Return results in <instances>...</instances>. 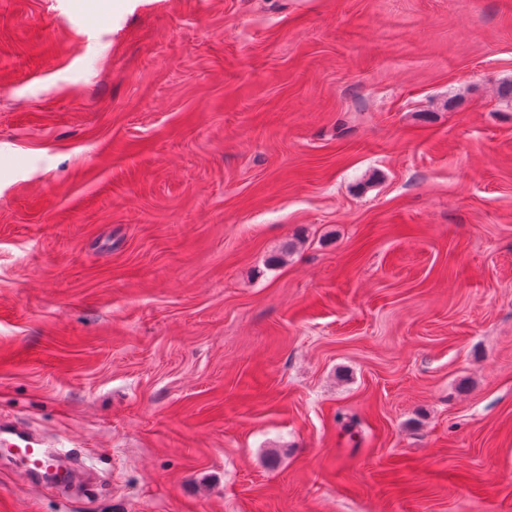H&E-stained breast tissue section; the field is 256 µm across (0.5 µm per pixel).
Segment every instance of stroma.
<instances>
[{
  "label": "stroma",
  "mask_w": 512,
  "mask_h": 512,
  "mask_svg": "<svg viewBox=\"0 0 512 512\" xmlns=\"http://www.w3.org/2000/svg\"><path fill=\"white\" fill-rule=\"evenodd\" d=\"M512 0H0V512H512ZM0 445L2 456L27 467L35 479H40L41 470H51L55 467L56 460L53 454L39 452L36 448L40 447L36 441L20 430H4L2 427Z\"/></svg>",
  "instance_id": "obj_1"
}]
</instances>
